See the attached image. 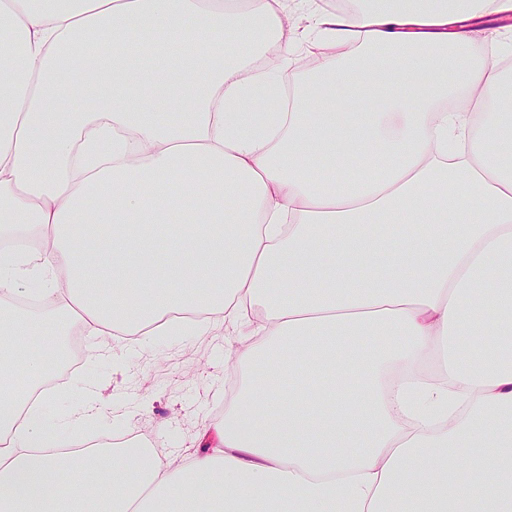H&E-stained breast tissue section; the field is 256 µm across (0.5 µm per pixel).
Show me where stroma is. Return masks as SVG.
I'll list each match as a JSON object with an SVG mask.
<instances>
[{
  "label": "stroma",
  "instance_id": "1",
  "mask_svg": "<svg viewBox=\"0 0 512 512\" xmlns=\"http://www.w3.org/2000/svg\"><path fill=\"white\" fill-rule=\"evenodd\" d=\"M79 349L89 345L108 347L107 355L95 360L82 359L76 370L57 364L62 385H49L54 410L64 413L83 402L77 391L79 381L90 379L99 387L101 398L111 403V420L80 428L84 440L119 434L147 440L161 455L174 462L192 453L198 434L220 422L224 389L230 367L224 352L252 344L244 335L223 321L211 322L203 335L152 336L143 343L130 337H94L79 332ZM134 413L135 428L123 422Z\"/></svg>",
  "mask_w": 512,
  "mask_h": 512
}]
</instances>
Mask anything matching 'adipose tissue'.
Returning a JSON list of instances; mask_svg holds the SVG:
<instances>
[{"mask_svg":"<svg viewBox=\"0 0 512 512\" xmlns=\"http://www.w3.org/2000/svg\"><path fill=\"white\" fill-rule=\"evenodd\" d=\"M291 1L0 0V512H512V0ZM214 315L212 448H64L62 334Z\"/></svg>","mask_w":512,"mask_h":512,"instance_id":"adipose-tissue-1","label":"adipose tissue"}]
</instances>
